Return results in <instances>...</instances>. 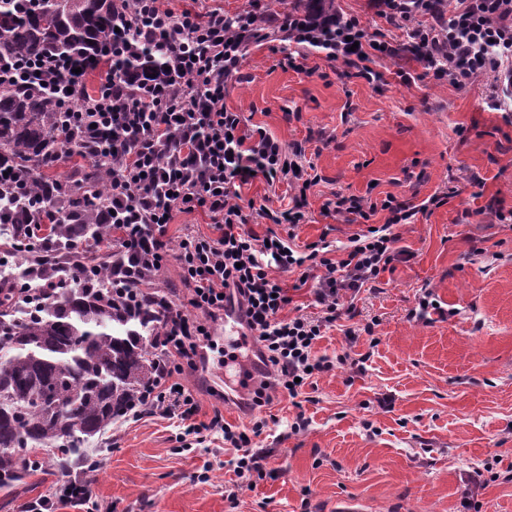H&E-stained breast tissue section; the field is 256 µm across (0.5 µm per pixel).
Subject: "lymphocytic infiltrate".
<instances>
[{"label":"lymphocytic infiltrate","mask_w":512,"mask_h":512,"mask_svg":"<svg viewBox=\"0 0 512 512\" xmlns=\"http://www.w3.org/2000/svg\"><path fill=\"white\" fill-rule=\"evenodd\" d=\"M194 2V7L176 10L164 0H112L121 21L112 40L113 60L148 48L163 59L166 71L154 78L113 72L111 94L97 95L82 111L58 113L57 133L66 142L77 128L90 142L112 187V209L97 220L122 227L104 241H76L74 252L124 255L153 272L173 254L183 269L192 309L162 300L166 325L157 340L162 368L134 413L160 414L201 439L221 436L235 451L230 465L237 481L228 491L234 500L253 489L255 477L265 472L264 457L252 449L251 439L262 433L266 420L255 416L248 427L229 424L219 413L206 422L197 420L195 398L181 386L182 376L197 370L205 353L214 350L211 325L223 315L225 301L236 300L244 308L261 364L249 410L268 406L279 392L298 398L314 376L334 367L333 361L316 357L315 345L337 320L354 318L347 295L378 282L381 273L407 259L393 228L417 210L391 194L375 203L336 193L323 203V214L360 225V232L338 251L323 238L307 244L305 252L295 250L277 229L307 223L308 192L320 177L306 163L301 143L285 146L263 128L248 127L242 113L227 109V86L238 79L249 46L267 39L273 23L296 43L320 49L327 59L343 60L356 77L369 82L382 78L370 67V58H396L401 51L353 16L323 26L287 11L273 15L261 0H251L229 28L223 8L210 6L209 0ZM397 3L376 0L375 5L391 26L406 30V51L434 79L462 88L512 62V0H458L447 18L427 30L413 27L412 13ZM77 66L74 60L21 66L0 61V81L62 78L78 86L83 76ZM256 176L271 185L287 184V205L273 209L241 203V188ZM197 210L210 215L216 236L190 230L172 241L168 226L174 212ZM380 210L388 213L385 224L371 225ZM256 217L270 223L265 234L249 230ZM296 268L302 271L300 284H311L320 316L287 315L292 299L273 272ZM58 500L85 512H112L97 503L89 477L63 481L54 493L28 503L25 512H52Z\"/></svg>","instance_id":"f902f5d3"}]
</instances>
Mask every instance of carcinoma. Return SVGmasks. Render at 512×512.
I'll use <instances>...</instances> for the list:
<instances>
[{
  "mask_svg": "<svg viewBox=\"0 0 512 512\" xmlns=\"http://www.w3.org/2000/svg\"><path fill=\"white\" fill-rule=\"evenodd\" d=\"M296 16L327 21L336 16V0H289ZM421 16H445L447 0L416 4ZM112 0H0V54L9 61L95 57L98 63L128 72L155 75L160 63L143 51L112 63L103 56L112 40ZM58 86L0 87V252H16L29 210L47 206L50 248L67 250L82 238L101 239L113 228L96 223L111 205L101 167L76 178L47 179L53 151L68 147L54 137L55 114L66 109ZM49 185L42 200L35 187ZM49 248L19 251L30 275L42 281L58 278ZM106 271L94 281L72 284L31 305L15 284L0 282V490L10 492L27 476L53 463L66 472L86 460L87 442L102 435L112 421L138 402L157 375L155 339L163 320L158 294L146 281L134 303L108 289Z\"/></svg>",
  "mask_w": 512,
  "mask_h": 512,
  "instance_id": "cac0c4a2",
  "label": "carcinoma"
}]
</instances>
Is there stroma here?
<instances>
[{"instance_id":"stroma-1","label":"stroma","mask_w":512,"mask_h":512,"mask_svg":"<svg viewBox=\"0 0 512 512\" xmlns=\"http://www.w3.org/2000/svg\"><path fill=\"white\" fill-rule=\"evenodd\" d=\"M336 5L368 32L407 39L371 0ZM298 50L279 32L252 44L243 81L224 97L248 125L306 144L321 181L308 195L311 219L296 228V245L326 234L344 246L357 232L322 214L336 191L392 194L411 206L451 188L458 195L398 226L409 261L358 294L355 321L375 322L377 344L350 340L336 326L315 346L331 360L364 358L363 367L320 374L302 406L281 395L267 407L270 420L253 440L267 455L266 474L254 490L229 501L233 449L179 438L171 421L148 414L113 423L94 492L114 512H466L471 499L481 512H512V222L486 209L495 199L512 211V112L486 106L503 82L488 73L455 88L419 61L385 57L372 62L382 80L369 82L312 49L299 72L287 61ZM403 70L412 83H402ZM467 208L476 217L464 219ZM237 376L216 363L185 376L198 420L218 411L226 422L249 424L220 398ZM299 414L308 425L291 432ZM488 461L498 479L475 487L473 472ZM63 480L51 467L27 478L25 490L0 491V512H22Z\"/></svg>"}]
</instances>
